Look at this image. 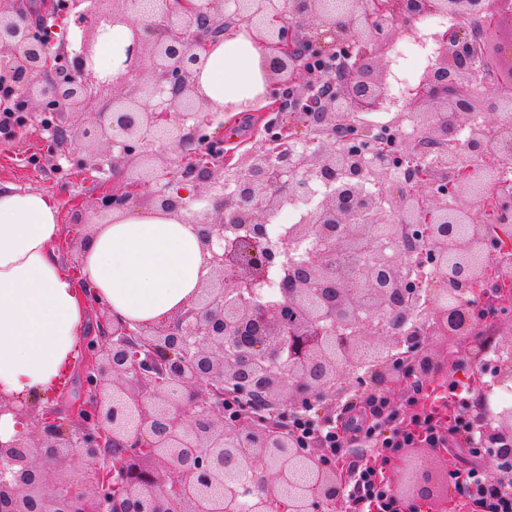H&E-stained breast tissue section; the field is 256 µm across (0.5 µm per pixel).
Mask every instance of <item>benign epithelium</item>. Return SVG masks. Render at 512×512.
<instances>
[{"instance_id": "obj_1", "label": "benign epithelium", "mask_w": 512, "mask_h": 512, "mask_svg": "<svg viewBox=\"0 0 512 512\" xmlns=\"http://www.w3.org/2000/svg\"><path fill=\"white\" fill-rule=\"evenodd\" d=\"M0 0V85L19 91L26 109L79 108L95 120L73 134V144H107L123 160V188L108 183L95 198L100 213L122 212L155 189L157 207L191 224L207 254V274L195 296L158 321L112 317L88 290L100 313L84 340L79 389L63 404L29 412L0 393V414L26 424L0 441V512H331L343 500V480L320 453L303 447L283 425L255 420L267 412L280 421L318 412L329 393L359 370H371L379 388L399 384L393 361L423 336L405 330L424 301V336L470 342L482 303L502 301L499 275L512 273V193L498 191L500 170L458 174L460 156L437 153L431 176L402 169L389 151L368 152L351 141L308 153L273 150L224 156L223 127L203 110L195 74L204 51L231 25L264 29L263 68L275 86L301 84L317 92L314 109L302 107L285 126L304 133L336 129V114L359 117L387 101V54L398 35L388 20L406 23L429 11L466 18L482 0H166L160 11L139 7L130 19L112 8V23H126L131 44L125 79L139 96H112L94 68V40L84 42L79 64L67 53L50 56L42 36L15 7ZM103 0H73L77 18L100 31ZM427 77L413 94L412 118L429 146L454 142L456 126L472 119L477 100L455 90L477 83L476 55L460 40L435 34ZM354 61L321 78L305 57H334L347 47ZM150 54L145 71L141 58ZM453 112L456 125L445 114ZM492 155L512 161V121L494 119ZM402 171L405 187L383 186ZM205 183L195 194L172 192L178 181ZM430 188L425 197L420 187ZM324 188L318 192V188ZM320 193L315 208L271 234V217ZM283 273L278 299L262 290L271 272ZM493 385L512 388V341L496 346ZM445 364L423 357L420 376ZM247 407L229 418L228 396ZM495 446L512 436V406L490 411L478 429ZM92 468L66 476L77 463ZM400 500L435 497L429 475L413 466L391 481Z\"/></svg>"}]
</instances>
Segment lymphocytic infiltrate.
Wrapping results in <instances>:
<instances>
[{"instance_id":"lymphocytic-infiltrate-1","label":"lymphocytic infiltrate","mask_w":512,"mask_h":512,"mask_svg":"<svg viewBox=\"0 0 512 512\" xmlns=\"http://www.w3.org/2000/svg\"><path fill=\"white\" fill-rule=\"evenodd\" d=\"M406 380L411 392L404 403L394 406L386 396H370L369 413L362 421L354 416L351 401L327 422L306 412L288 419L289 430L304 447L320 448L324 463L344 473L352 512H407L406 504L392 495L386 475L400 449L441 451L462 441L472 456L482 454L464 389L455 383L433 388L411 374ZM356 446L363 449L357 456L351 453ZM500 471L501 464L495 460L482 468L449 470L457 505L465 512H512V491L505 489Z\"/></svg>"}]
</instances>
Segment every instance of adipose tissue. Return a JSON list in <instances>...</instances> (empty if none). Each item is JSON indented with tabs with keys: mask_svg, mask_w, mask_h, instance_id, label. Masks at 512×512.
<instances>
[{
	"mask_svg": "<svg viewBox=\"0 0 512 512\" xmlns=\"http://www.w3.org/2000/svg\"><path fill=\"white\" fill-rule=\"evenodd\" d=\"M131 31L107 26L95 47L98 72L123 73ZM264 50L246 28H229L196 75L211 107L241 112L266 91ZM60 206L40 191L0 183V391L31 398L55 389L89 326L81 288H96L112 315L129 322L159 319L186 305L206 264L192 225L158 208L128 209L96 225L81 254V274L56 252Z\"/></svg>",
	"mask_w": 512,
	"mask_h": 512,
	"instance_id": "obj_1",
	"label": "adipose tissue"
}]
</instances>
